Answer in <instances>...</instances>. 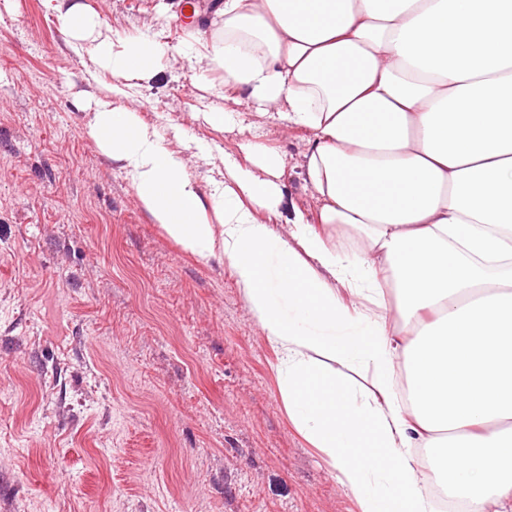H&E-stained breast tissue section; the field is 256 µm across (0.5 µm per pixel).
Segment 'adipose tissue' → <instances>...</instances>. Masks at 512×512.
I'll use <instances>...</instances> for the list:
<instances>
[{"label":"adipose tissue","mask_w":512,"mask_h":512,"mask_svg":"<svg viewBox=\"0 0 512 512\" xmlns=\"http://www.w3.org/2000/svg\"><path fill=\"white\" fill-rule=\"evenodd\" d=\"M43 2L112 94L171 58L149 35L113 43L83 0ZM208 26L184 56L311 131L313 218L263 221L282 162L260 144L205 193L133 110L97 100L88 135L173 240L233 269L293 426L359 512H437L417 448L449 497L512 512V0H224Z\"/></svg>","instance_id":"obj_1"}]
</instances>
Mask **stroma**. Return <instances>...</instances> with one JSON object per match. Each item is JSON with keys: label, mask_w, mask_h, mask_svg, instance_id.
<instances>
[{"label": "stroma", "mask_w": 512, "mask_h": 512, "mask_svg": "<svg viewBox=\"0 0 512 512\" xmlns=\"http://www.w3.org/2000/svg\"><path fill=\"white\" fill-rule=\"evenodd\" d=\"M113 38L179 51L185 0H84ZM76 56L43 0H0V512H357L291 424L278 354L228 265L184 252L85 132L98 99L156 125L201 189L240 145L282 160L285 231L313 215L310 132L179 57L134 97ZM211 105L223 127L194 119ZM202 140L212 159L191 156Z\"/></svg>", "instance_id": "35a3bbf8"}]
</instances>
